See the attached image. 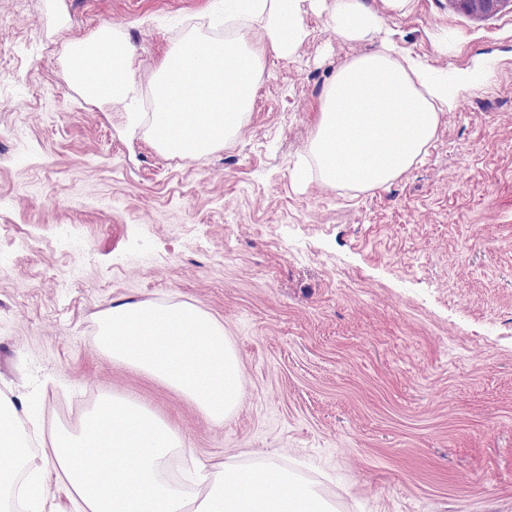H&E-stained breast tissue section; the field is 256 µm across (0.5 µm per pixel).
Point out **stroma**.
Instances as JSON below:
<instances>
[{"instance_id": "stroma-1", "label": "stroma", "mask_w": 512, "mask_h": 512, "mask_svg": "<svg viewBox=\"0 0 512 512\" xmlns=\"http://www.w3.org/2000/svg\"><path fill=\"white\" fill-rule=\"evenodd\" d=\"M379 12L382 36L493 76L443 115L382 189L291 172L337 66L372 50L303 0L305 39L265 52L241 132L159 151L151 77L166 52L224 36V0H0V392L77 430L121 393L202 461L274 453L337 512H512V2ZM133 53L135 92L98 106L67 77L101 30ZM192 303L223 323L244 374L236 411L193 404L100 351L124 302ZM459 10L473 16H489L497 13L504 3L511 0H450Z\"/></svg>"}]
</instances>
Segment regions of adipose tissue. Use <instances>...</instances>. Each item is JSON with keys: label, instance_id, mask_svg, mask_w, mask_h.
<instances>
[{"label": "adipose tissue", "instance_id": "1", "mask_svg": "<svg viewBox=\"0 0 512 512\" xmlns=\"http://www.w3.org/2000/svg\"><path fill=\"white\" fill-rule=\"evenodd\" d=\"M302 0H224L226 27H262L261 47L240 34L202 49H175L152 82L158 98L150 132L165 152L199 155L239 134L258 82L264 49L288 57L302 43ZM329 24L348 41L370 38L378 18L363 0H329ZM103 71L88 65L95 45L81 44L68 71L96 102L124 103L134 91L132 51L120 38ZM483 65L447 74L422 56L386 42L337 67L321 95L315 134L298 182L360 191L389 185L408 171L436 136L440 120L465 87L489 77ZM47 440L38 456L31 439ZM187 450L177 431L145 406L106 398L87 412L78 431L45 430L37 417L19 424L12 399L0 396V512H336L314 484L270 454L248 466L193 465L183 480L162 476Z\"/></svg>", "mask_w": 512, "mask_h": 512}]
</instances>
